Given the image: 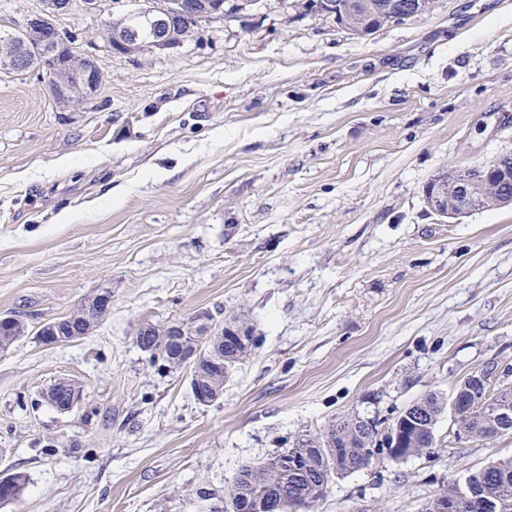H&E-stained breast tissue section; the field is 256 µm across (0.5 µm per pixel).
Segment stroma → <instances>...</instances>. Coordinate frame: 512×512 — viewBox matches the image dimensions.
Here are the masks:
<instances>
[{"label": "stroma", "mask_w": 512, "mask_h": 512, "mask_svg": "<svg viewBox=\"0 0 512 512\" xmlns=\"http://www.w3.org/2000/svg\"><path fill=\"white\" fill-rule=\"evenodd\" d=\"M177 52L103 38L127 0H72L56 26L93 58V94L0 72V512H222L241 466L345 413L384 417L512 365V208L446 219L438 172L512 151V0H429L358 37L299 0H238ZM70 223H59L60 214ZM112 308L60 346L37 328L102 287ZM245 311L259 347L203 406L158 374L145 322ZM84 389L79 410L42 397ZM336 478L313 512H420L512 457L455 439Z\"/></svg>", "instance_id": "1"}]
</instances>
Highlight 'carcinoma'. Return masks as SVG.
Returning a JSON list of instances; mask_svg holds the SVG:
<instances>
[{
  "instance_id": "obj_1",
  "label": "carcinoma",
  "mask_w": 512,
  "mask_h": 512,
  "mask_svg": "<svg viewBox=\"0 0 512 512\" xmlns=\"http://www.w3.org/2000/svg\"><path fill=\"white\" fill-rule=\"evenodd\" d=\"M400 5V0H335L336 11L332 16L336 23L358 36H368L391 23L382 5L389 2ZM193 0H167L173 10V31L176 38L187 40L193 27L182 21L180 5ZM0 41L8 42L23 52L35 68L43 64L47 51L55 53L66 62L59 71V78L69 86L76 84L85 69L84 58L76 56L65 41L53 44L45 38L35 37L27 28L0 31ZM505 173L498 176L493 185L499 194L512 195V157L498 158ZM94 297L85 299L80 306V318L72 323H62L66 341L84 337L101 323L98 311L92 304ZM25 334V325L0 332V353L7 352ZM185 353L193 355L200 371L193 365H176L169 355L178 351L176 343H167L163 336H135V343L148 354L151 365L166 372L188 369L190 387H198L218 396L224 394V382L230 371L252 355L257 347L255 337L236 340L233 336L214 335L206 339H188ZM498 364L493 362L484 368L483 381L478 384L463 379L454 391L460 413L459 423L469 432L473 442L490 443L495 439L512 435V386L493 388L492 382L512 376V371L496 373ZM81 389L75 382L51 386L52 398L59 404L70 400L73 389ZM448 410V400L428 392L405 406L396 414L380 418L347 413L335 417L322 431L301 434L288 442V446L275 456L256 463L241 466L230 486L224 491V512H239L244 504L258 501L267 512H288L290 508H312L324 498L333 479L355 473L369 467L380 458L382 449L375 446L377 436L389 429L397 433V448L388 449L390 461L401 463L411 457L430 455L436 448V428L442 415ZM292 456L299 461V468L286 472L277 464L278 457ZM25 483L21 472L7 476V483L0 485V504L18 499ZM473 496L461 506L459 512H488L486 501L503 499L512 503V458L493 459L466 478Z\"/></svg>"
}]
</instances>
